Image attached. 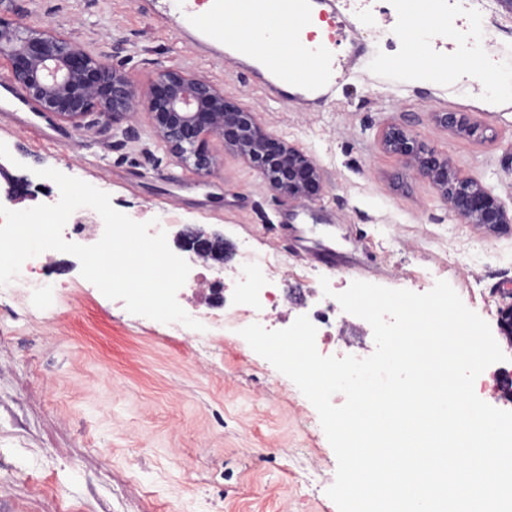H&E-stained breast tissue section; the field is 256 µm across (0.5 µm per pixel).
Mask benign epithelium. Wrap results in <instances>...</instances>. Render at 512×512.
I'll return each mask as SVG.
<instances>
[{
    "label": "benign epithelium",
    "instance_id": "obj_1",
    "mask_svg": "<svg viewBox=\"0 0 512 512\" xmlns=\"http://www.w3.org/2000/svg\"><path fill=\"white\" fill-rule=\"evenodd\" d=\"M0 8V63L9 80L35 110L54 115L75 129L97 114L112 124L127 123L126 136L138 134L136 116H149L159 145L186 170L208 175L218 160L207 148H224L256 168L277 193L293 200L312 198L322 182L316 160L288 140L268 131L250 106L224 95L208 78L178 67H159L146 85L134 82L102 53L89 50L49 24L28 19L15 0ZM441 126L461 135L472 132L460 112H436ZM382 148L428 178L449 211L465 224L489 229L512 224L507 209L481 182L463 176L448 160L427 151L404 123L388 125ZM30 183H10L7 200L31 196ZM181 247L199 258L224 261V237L193 228L180 233Z\"/></svg>",
    "mask_w": 512,
    "mask_h": 512
}]
</instances>
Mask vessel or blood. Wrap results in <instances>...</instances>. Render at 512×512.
I'll return each mask as SVG.
<instances>
[{"label": "vessel or blood", "instance_id": "1", "mask_svg": "<svg viewBox=\"0 0 512 512\" xmlns=\"http://www.w3.org/2000/svg\"><path fill=\"white\" fill-rule=\"evenodd\" d=\"M331 6V0H163L155 16L161 25L191 33L201 46L218 55L244 54L262 82L284 96L292 86L315 93L324 87L323 82L311 84L298 77L295 63L310 70H335L336 62L324 46L288 49L305 25ZM255 10L265 14L274 30L258 44L252 43L250 34L236 29L239 19Z\"/></svg>", "mask_w": 512, "mask_h": 512}]
</instances>
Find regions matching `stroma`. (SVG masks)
Instances as JSON below:
<instances>
[{
    "label": "stroma",
    "instance_id": "stroma-1",
    "mask_svg": "<svg viewBox=\"0 0 512 512\" xmlns=\"http://www.w3.org/2000/svg\"><path fill=\"white\" fill-rule=\"evenodd\" d=\"M414 0H336V59L348 78L327 95L282 99L233 62L201 53L192 37L158 27L138 0H19L88 48L109 55L137 83L161 66L206 76L251 106L262 124L313 156L323 173L316 199L289 201L224 149L208 176L182 169L160 147L149 117L139 138L104 120L77 131L48 114L0 112V165L35 196L16 210L58 202L44 168L111 196L137 222L157 220L175 243L191 226L224 236L211 269L223 310L241 295L242 241L277 253L276 317L313 315L321 278L341 293L356 280L416 293L450 283L489 326L512 305V224L489 230L457 219L432 183L382 149L379 134L408 116L417 140L512 207V11L485 0L474 30L470 0H434L426 58L441 74L414 76L403 30ZM483 49L474 51L473 36ZM121 40L113 53V40ZM461 112L477 127L460 135L433 118ZM336 243V263L317 261L312 240ZM472 250V273L449 265ZM190 330L129 313L57 252L34 281L0 297V512H338L327 496L336 455L318 413L295 383L257 354L234 321L212 333L201 361Z\"/></svg>",
    "mask_w": 512,
    "mask_h": 512
}]
</instances>
